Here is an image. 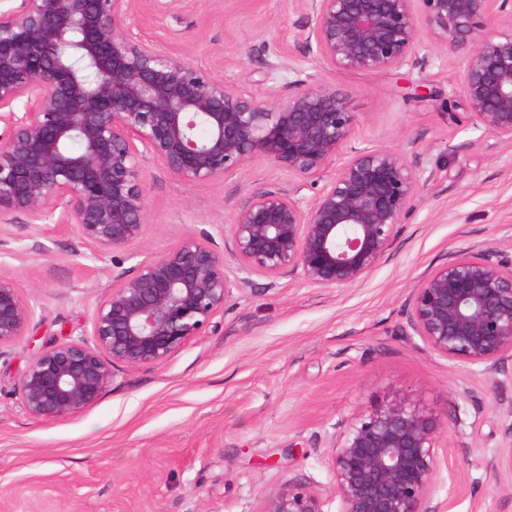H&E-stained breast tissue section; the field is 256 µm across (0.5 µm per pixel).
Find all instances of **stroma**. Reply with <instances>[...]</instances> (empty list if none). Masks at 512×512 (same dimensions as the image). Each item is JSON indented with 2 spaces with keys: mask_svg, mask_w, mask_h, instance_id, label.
Masks as SVG:
<instances>
[{
  "mask_svg": "<svg viewBox=\"0 0 512 512\" xmlns=\"http://www.w3.org/2000/svg\"><path fill=\"white\" fill-rule=\"evenodd\" d=\"M291 0H175L138 21L160 50L265 99L296 77L345 91L355 142L413 147L435 174L398 226L390 254L361 284L312 288L256 274L234 288L217 332L152 366L118 365L100 400L53 420L30 417L17 385L47 346L87 338L97 302L137 265L210 233L234 273L229 225L253 193L287 186L261 157L223 180L188 186L144 163L148 224L125 249L94 254L58 224L19 213L0 223V272L36 310L27 336L0 348V512H257L288 486L319 492L336 512L326 449L335 425L396 399L437 424L430 486L441 512H512L500 450L512 432V362L460 366L407 326L410 298L449 254L495 248L512 258V145L451 121L459 58L423 70L336 73L305 54ZM287 37L292 71L269 72ZM431 95L406 101L405 86Z\"/></svg>",
  "mask_w": 512,
  "mask_h": 512,
  "instance_id": "obj_1",
  "label": "stroma"
}]
</instances>
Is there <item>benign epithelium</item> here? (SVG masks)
<instances>
[{
    "label": "benign epithelium",
    "mask_w": 512,
    "mask_h": 512,
    "mask_svg": "<svg viewBox=\"0 0 512 512\" xmlns=\"http://www.w3.org/2000/svg\"><path fill=\"white\" fill-rule=\"evenodd\" d=\"M306 17V54L333 71L430 65L459 57L468 125L512 144V0H293ZM166 0H21L0 13V217L62 224L98 253L122 250L148 224L143 163L182 183L216 182L261 156L288 187L257 192L230 224L241 276L226 273L208 234L190 235L112 283L91 339L43 349L18 392L33 418L98 402L113 368L167 361L218 328L233 287L253 273L314 288L364 281L389 253L426 170L406 151L353 141L348 94L315 80L259 99L163 52L128 23ZM25 101L24 111L13 104ZM457 121L459 116L448 113ZM320 189L298 196L297 180ZM35 309L0 273V347L29 332ZM407 325L435 352L498 371L512 360V262L496 250L457 254L413 289ZM437 426L396 399L335 427L327 456L338 512H439L429 490ZM290 486L257 512H325Z\"/></svg>",
    "instance_id": "obj_1"
}]
</instances>
